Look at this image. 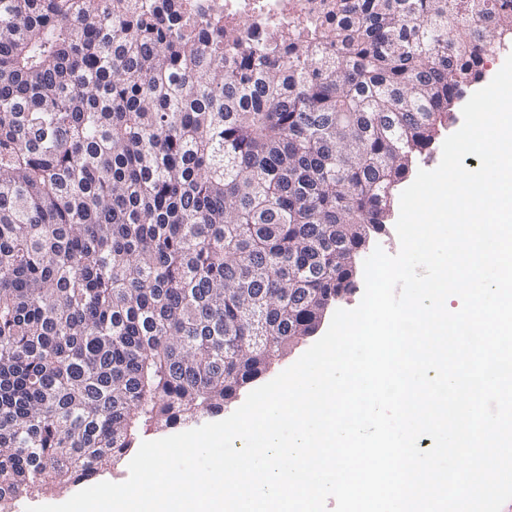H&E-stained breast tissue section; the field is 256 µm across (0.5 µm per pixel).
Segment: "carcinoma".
Returning <instances> with one entry per match:
<instances>
[{
    "label": "carcinoma",
    "instance_id": "cac0c4a2",
    "mask_svg": "<svg viewBox=\"0 0 512 512\" xmlns=\"http://www.w3.org/2000/svg\"><path fill=\"white\" fill-rule=\"evenodd\" d=\"M0 0V503L224 411L356 288L512 0ZM202 15L220 14L224 27L260 34L267 27L293 26L317 15L329 0H187Z\"/></svg>",
    "mask_w": 512,
    "mask_h": 512
}]
</instances>
